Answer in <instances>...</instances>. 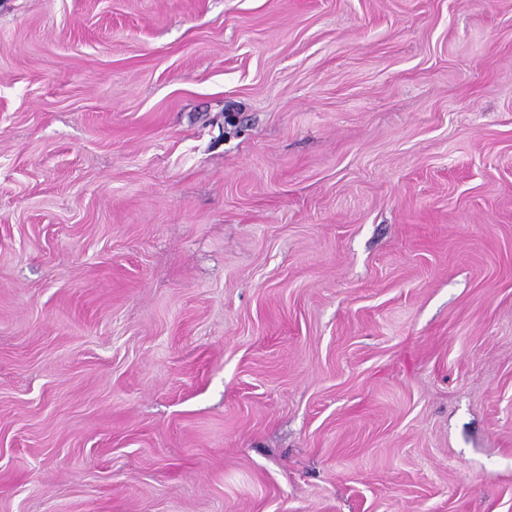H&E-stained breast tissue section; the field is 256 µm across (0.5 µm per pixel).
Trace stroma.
<instances>
[{
    "label": "stroma",
    "instance_id": "stroma-1",
    "mask_svg": "<svg viewBox=\"0 0 512 512\" xmlns=\"http://www.w3.org/2000/svg\"><path fill=\"white\" fill-rule=\"evenodd\" d=\"M0 512H512V0H0Z\"/></svg>",
    "mask_w": 512,
    "mask_h": 512
}]
</instances>
